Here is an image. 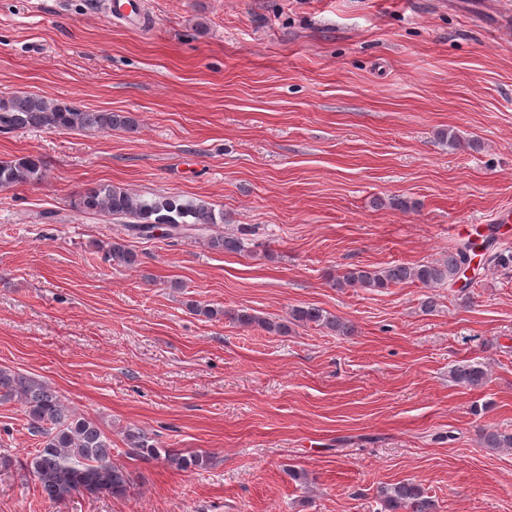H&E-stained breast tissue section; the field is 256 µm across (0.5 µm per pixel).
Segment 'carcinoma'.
<instances>
[{
    "instance_id": "obj_1",
    "label": "carcinoma",
    "mask_w": 512,
    "mask_h": 512,
    "mask_svg": "<svg viewBox=\"0 0 512 512\" xmlns=\"http://www.w3.org/2000/svg\"><path fill=\"white\" fill-rule=\"evenodd\" d=\"M136 124L137 119L130 112H92L28 92L0 96V132L3 133L27 128L110 132L131 130ZM45 170V161L40 157L1 159L0 188L37 184L43 180ZM72 206L80 213L103 215L117 221V236L106 249L107 258L115 266L138 265V255L126 244L128 238L201 236L213 250L234 253L247 250L243 237L212 233L215 225L224 223V212L215 211L203 200L146 196L118 185L100 183L79 193ZM472 247L473 242L469 241L449 252L443 260L412 266L348 267L336 277V287L384 290L411 282L425 288H453L463 276V266ZM187 308L208 320L226 316L242 327H257L270 334H286L292 325L326 328L344 336L350 333L346 323L317 306H296L287 318L279 321L246 310L232 313L193 300L187 303ZM449 377L460 386L477 389L487 382L489 372L480 362L466 361L451 367ZM1 401L19 402L28 417L31 433L42 438V447L26 459L25 468L47 500L61 502L78 495L99 498L126 494L131 475L113 464L112 439L96 422L73 413L63 396L48 383L1 366ZM481 439L487 448H512V434L485 430ZM124 441L131 455L144 461H162L179 471H193L209 464V458L203 454L159 447L151 434L140 428L128 429ZM378 496L383 512H435L434 500L415 482L384 485L379 488Z\"/></svg>"
}]
</instances>
